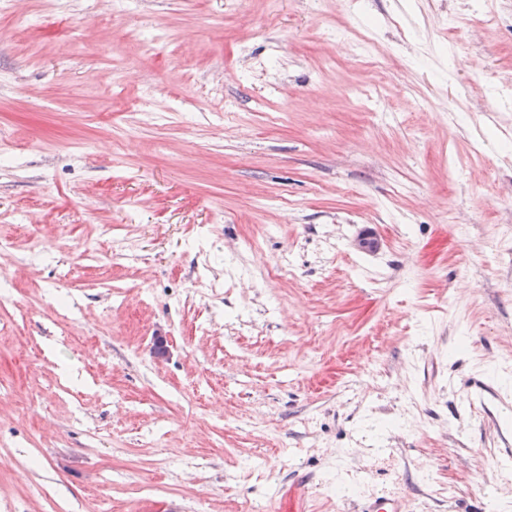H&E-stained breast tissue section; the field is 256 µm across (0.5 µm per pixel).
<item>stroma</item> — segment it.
Here are the masks:
<instances>
[{
    "label": "stroma",
    "mask_w": 512,
    "mask_h": 512,
    "mask_svg": "<svg viewBox=\"0 0 512 512\" xmlns=\"http://www.w3.org/2000/svg\"><path fill=\"white\" fill-rule=\"evenodd\" d=\"M491 2L0 6V512H512Z\"/></svg>",
    "instance_id": "35a3bbf8"
}]
</instances>
